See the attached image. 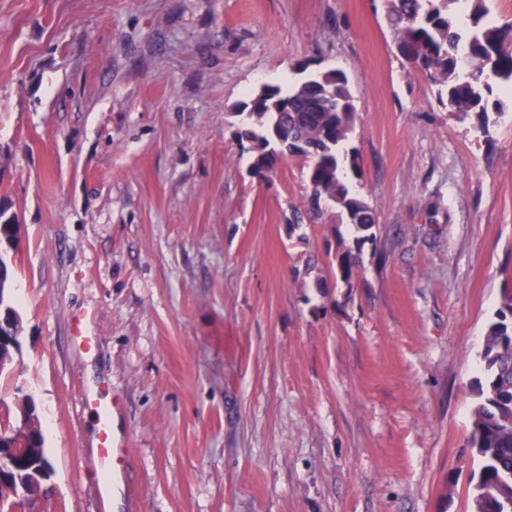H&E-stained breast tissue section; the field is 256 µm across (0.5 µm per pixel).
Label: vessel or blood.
I'll return each mask as SVG.
<instances>
[{
    "label": "vessel or blood",
    "instance_id": "b4317fda",
    "mask_svg": "<svg viewBox=\"0 0 512 512\" xmlns=\"http://www.w3.org/2000/svg\"><path fill=\"white\" fill-rule=\"evenodd\" d=\"M82 400L89 411L96 415L99 423L95 465L103 482L116 485L125 483L123 461L126 450L113 428V418L118 410L117 401L105 392L83 394Z\"/></svg>",
    "mask_w": 512,
    "mask_h": 512
}]
</instances>
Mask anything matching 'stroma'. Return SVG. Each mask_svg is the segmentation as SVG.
I'll return each mask as SVG.
<instances>
[{
  "mask_svg": "<svg viewBox=\"0 0 512 512\" xmlns=\"http://www.w3.org/2000/svg\"><path fill=\"white\" fill-rule=\"evenodd\" d=\"M346 75L352 285L337 207L293 226L248 91ZM459 121L381 0H0V204L20 226L21 355L54 468L44 512H100L90 382L123 407L126 512H472L476 378L512 290V95ZM86 320L98 346L71 343ZM356 255L351 251H343L336 256V278L343 284L351 285L358 276L359 264Z\"/></svg>",
  "mask_w": 512,
  "mask_h": 512,
  "instance_id": "stroma-1",
  "label": "stroma"
}]
</instances>
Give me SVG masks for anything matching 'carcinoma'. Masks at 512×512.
Wrapping results in <instances>:
<instances>
[{
	"instance_id": "obj_1",
	"label": "carcinoma",
	"mask_w": 512,
	"mask_h": 512,
	"mask_svg": "<svg viewBox=\"0 0 512 512\" xmlns=\"http://www.w3.org/2000/svg\"><path fill=\"white\" fill-rule=\"evenodd\" d=\"M382 2L397 52L438 87L450 111L463 119L487 116L489 79L512 83V23L487 20L486 0H468L467 14L460 11V0ZM247 108L239 138L251 145L253 174L266 179L279 160L300 150L308 160L307 213L318 218L319 200H332L346 223L364 232L356 238L357 247L375 243V209L352 195L343 180L345 166L358 169L357 156L342 150L356 112L346 75L330 69L286 88L263 85ZM358 269L351 251L336 256V277L342 283L351 284ZM481 357L485 378L477 381L479 401L471 432L472 447L481 459L474 512H512V296L501 300L489 323ZM1 437L28 448L24 468L33 471L32 490L51 480L54 469L35 405L23 401L6 410L0 417Z\"/></svg>"
}]
</instances>
